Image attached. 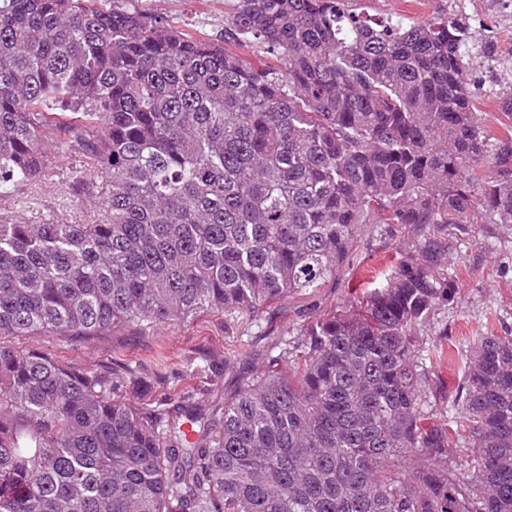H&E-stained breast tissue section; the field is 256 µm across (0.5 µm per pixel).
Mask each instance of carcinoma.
<instances>
[{"instance_id": "1", "label": "carcinoma", "mask_w": 512, "mask_h": 512, "mask_svg": "<svg viewBox=\"0 0 512 512\" xmlns=\"http://www.w3.org/2000/svg\"><path fill=\"white\" fill-rule=\"evenodd\" d=\"M341 2L234 0L217 43L120 0H0V189L72 142L108 177L96 224H0V512H512V336L476 342L443 409L415 356L454 298L448 236L512 231V85L495 132L476 34ZM369 224L414 245L221 404L7 344L257 324Z\"/></svg>"}]
</instances>
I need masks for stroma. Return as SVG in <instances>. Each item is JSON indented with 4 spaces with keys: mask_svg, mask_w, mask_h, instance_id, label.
Instances as JSON below:
<instances>
[{
    "mask_svg": "<svg viewBox=\"0 0 512 512\" xmlns=\"http://www.w3.org/2000/svg\"><path fill=\"white\" fill-rule=\"evenodd\" d=\"M151 17L187 25L197 35L224 39V12L231 0H124ZM448 0H343L346 12L380 22L406 25L443 20ZM107 179L94 163L71 148L53 160L32 182L0 196V224H93ZM399 224H374L351 256L343 280L328 282L313 294L274 304L262 326L238 312H211L195 321L125 326L109 336L83 341L62 336H17L12 345L42 350L59 362L90 370H116L136 380L143 392L173 404L223 401L238 375L262 366L281 333L297 336L300 328L332 310L350 305L390 273L410 244ZM448 267L455 270V299L440 310L434 324L419 335L416 354L427 360L436 341L454 358L434 368L443 393L461 383L470 348L480 336L512 334V234L449 239ZM209 391H202V384Z\"/></svg>",
    "mask_w": 512,
    "mask_h": 512,
    "instance_id": "stroma-1",
    "label": "stroma"
}]
</instances>
